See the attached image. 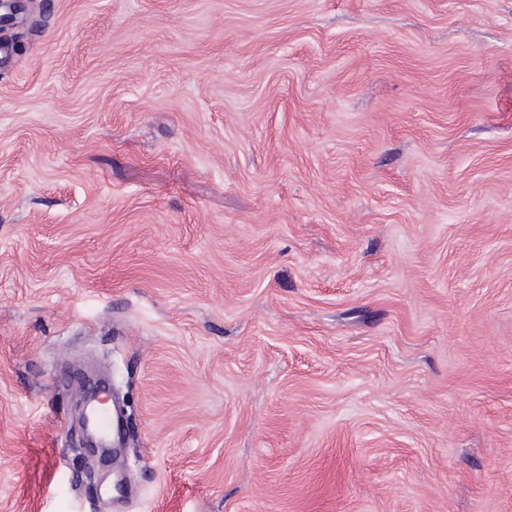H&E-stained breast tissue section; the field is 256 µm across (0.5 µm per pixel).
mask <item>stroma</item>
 Masks as SVG:
<instances>
[{"label":"stroma","instance_id":"35a3bbf8","mask_svg":"<svg viewBox=\"0 0 512 512\" xmlns=\"http://www.w3.org/2000/svg\"><path fill=\"white\" fill-rule=\"evenodd\" d=\"M16 30L0 512H512V0ZM82 372L117 458L76 440Z\"/></svg>","mask_w":512,"mask_h":512}]
</instances>
